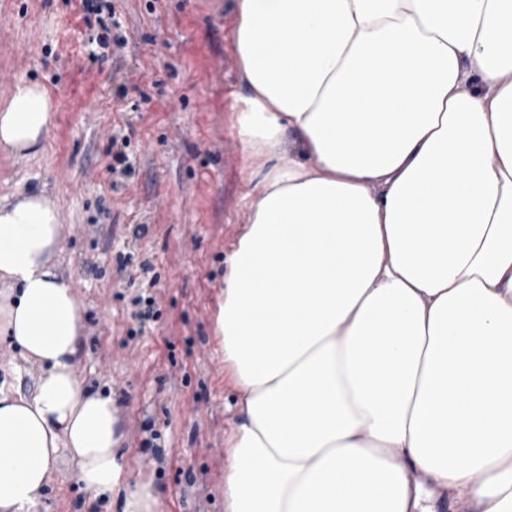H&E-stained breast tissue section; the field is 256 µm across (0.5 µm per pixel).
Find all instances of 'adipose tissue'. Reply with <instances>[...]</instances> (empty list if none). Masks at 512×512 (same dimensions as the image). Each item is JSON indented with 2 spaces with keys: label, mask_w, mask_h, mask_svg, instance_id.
Here are the masks:
<instances>
[{
  "label": "adipose tissue",
  "mask_w": 512,
  "mask_h": 512,
  "mask_svg": "<svg viewBox=\"0 0 512 512\" xmlns=\"http://www.w3.org/2000/svg\"><path fill=\"white\" fill-rule=\"evenodd\" d=\"M250 170L216 331L240 390L225 512H512V0H237ZM53 106L18 83L0 152ZM43 191L0 197V335L41 369L0 389V512L68 455L122 464L111 396L73 370L85 315Z\"/></svg>",
  "instance_id": "obj_1"
}]
</instances>
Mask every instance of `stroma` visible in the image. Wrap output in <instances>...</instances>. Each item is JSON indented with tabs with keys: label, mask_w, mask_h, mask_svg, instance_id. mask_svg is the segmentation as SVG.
Returning <instances> with one entry per match:
<instances>
[{
	"label": "stroma",
	"mask_w": 512,
	"mask_h": 512,
	"mask_svg": "<svg viewBox=\"0 0 512 512\" xmlns=\"http://www.w3.org/2000/svg\"><path fill=\"white\" fill-rule=\"evenodd\" d=\"M111 3L128 37L116 63L100 58V24L83 22L78 0H0V100L28 81L57 108L38 156L0 152V196L39 188L62 212L59 261L85 311L73 368L112 396L126 471L92 501L62 462L37 512H121L136 483L157 512H224L239 393L224 383L215 315L250 189L231 122L236 0ZM79 81L87 105L61 111ZM116 135L130 142L127 176L112 172ZM137 295L154 298V318L134 317ZM39 375L0 335L6 389L30 393Z\"/></svg>",
	"instance_id": "stroma-1"
}]
</instances>
